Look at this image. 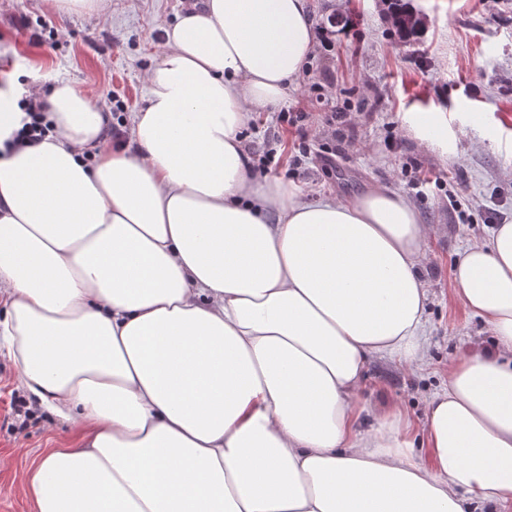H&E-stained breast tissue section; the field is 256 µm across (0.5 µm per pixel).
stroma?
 Masks as SVG:
<instances>
[{"mask_svg":"<svg viewBox=\"0 0 512 512\" xmlns=\"http://www.w3.org/2000/svg\"><path fill=\"white\" fill-rule=\"evenodd\" d=\"M201 2L104 0L89 16L49 10L45 0H0V89L33 86L44 94L65 80L99 110L111 91L138 111L164 28ZM411 4L427 26L405 41L382 0H308L313 27L330 47L315 50L286 98L252 114L240 139L251 166L277 152L276 179L302 199L390 190L434 227L420 269L429 289L427 363L415 369L371 359L359 392L362 406L399 405L418 426L430 397L447 386L449 364L495 347L488 325L456 297L452 271L467 246L489 237V213L512 220V0ZM39 19L57 32V47L30 42L25 25ZM333 107L347 114L339 132L321 121ZM475 110L482 124L469 121ZM284 111L305 113L303 131L280 128ZM421 112L439 115L447 142L416 136L411 119ZM299 140L307 146L301 156L293 149ZM293 168L301 177L290 176ZM416 176L427 181L418 195L408 187ZM20 391V371L0 350V512H36L24 473L52 449L73 447L77 434L74 425L40 413L17 430L10 402Z\"/></svg>","mask_w":512,"mask_h":512,"instance_id":"1","label":"stroma"}]
</instances>
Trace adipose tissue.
Instances as JSON below:
<instances>
[{
    "instance_id": "adipose-tissue-1",
    "label": "adipose tissue",
    "mask_w": 512,
    "mask_h": 512,
    "mask_svg": "<svg viewBox=\"0 0 512 512\" xmlns=\"http://www.w3.org/2000/svg\"><path fill=\"white\" fill-rule=\"evenodd\" d=\"M307 0H205L165 30L130 142L71 83L22 146L0 93V337L79 427L25 478L37 512H475L512 501V222L455 294L498 350L448 369L418 440L362 427L375 357L428 355L431 231L402 196L300 199L239 133L313 52ZM431 462L421 464L416 447Z\"/></svg>"
}]
</instances>
